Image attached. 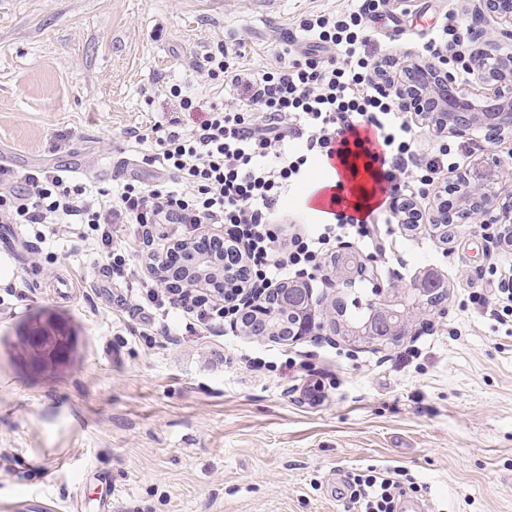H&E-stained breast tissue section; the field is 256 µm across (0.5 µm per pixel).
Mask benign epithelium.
<instances>
[{
  "instance_id": "1",
  "label": "benign epithelium",
  "mask_w": 512,
  "mask_h": 512,
  "mask_svg": "<svg viewBox=\"0 0 512 512\" xmlns=\"http://www.w3.org/2000/svg\"><path fill=\"white\" fill-rule=\"evenodd\" d=\"M473 10L488 16L487 42L498 46L502 41L512 40V0H473ZM479 64L476 80L479 89H467L457 83L454 69L448 66V57L424 61H413L402 66V76L397 80L395 94L407 112L420 116L437 133L465 134L475 128L485 132V137L497 140L512 134V54L501 51L487 57L476 51ZM495 163L477 160L469 169L459 172L454 182L455 197L438 199L436 211L430 223L441 233L466 219H479L494 211L495 179L484 182L475 180V174L489 170ZM398 212L404 214L401 223L413 225L423 220L417 203L406 198L398 204ZM504 222L493 217L491 223L500 224L499 236L512 245V204L507 208ZM192 264L186 278L175 280L162 272L166 258H156V269L161 271L158 281L164 288L179 292L192 285L224 282V263L215 255L197 250L191 253ZM368 268L356 261L340 270L339 283L348 286L358 278L367 276ZM240 317L244 319L242 329L251 336L276 337L292 341L307 336L321 327L312 313L311 288L305 281H291L277 285L262 293V301L254 302V294L242 289ZM288 311L292 321L288 327L273 331L267 326V316L272 310ZM412 324L411 316L385 304L373 306L370 319L351 329L354 336L370 341L388 342L406 334ZM53 338L50 330L40 329L36 335L27 337L32 349L38 354H50L60 358L70 349V344L60 339L54 347L46 349Z\"/></svg>"
}]
</instances>
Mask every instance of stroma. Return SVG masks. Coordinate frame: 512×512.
<instances>
[{
  "instance_id": "obj_1",
  "label": "stroma",
  "mask_w": 512,
  "mask_h": 512,
  "mask_svg": "<svg viewBox=\"0 0 512 512\" xmlns=\"http://www.w3.org/2000/svg\"><path fill=\"white\" fill-rule=\"evenodd\" d=\"M351 0H0V204L21 175L80 166L71 181L111 190L121 162L145 184L152 147L131 139L171 113V86L211 94L196 63L217 44L243 45V66L269 64L284 33ZM486 46L467 0H389L376 53L402 63L445 18ZM422 145L490 154L501 200L512 198V137L438 135ZM131 276L75 228L1 224L0 512H343V480L370 465L402 467L425 512H512V321L474 305L512 277L495 224L469 220L440 237L429 221L383 225L385 253L338 242L368 277L336 288L331 262L308 275L316 319L343 298L339 329L295 342L246 336L232 315L170 339L145 340L135 312L150 256L184 227L135 225ZM434 272L437 306L415 284ZM387 304L416 316L387 343L350 335L355 314ZM63 324L69 354L35 362L33 329Z\"/></svg>"
}]
</instances>
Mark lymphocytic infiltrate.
Listing matches in <instances>:
<instances>
[{"mask_svg": "<svg viewBox=\"0 0 512 512\" xmlns=\"http://www.w3.org/2000/svg\"><path fill=\"white\" fill-rule=\"evenodd\" d=\"M386 3L355 0L340 16L302 20L303 51L293 50L299 37H283L273 63L254 72L241 70L227 49L205 53L200 72L231 92L233 103H208L174 89L182 111L201 110L205 116L187 130L179 115H170L142 134L153 146L143 163L166 173V180L151 185L131 180L116 195H90L60 174L32 171L6 221L78 225L81 239L109 248L119 276L125 272L130 225L220 224L223 236H199L198 248L219 257L225 245L242 244L243 276L254 288L285 280L297 269L318 268L324 249L340 238L378 245L379 225L396 219L394 200L425 195L463 159L443 146L423 155L417 125L379 77L385 64L370 48L366 23L378 20ZM424 49L434 57L455 56L460 82L471 81L466 40L456 27L436 29ZM356 149L375 165L381 204L358 203L353 212L329 213L308 232L289 234L280 222L288 188L304 179L312 163L346 160ZM236 301L233 288L196 289L175 314H162L159 325L171 332L173 321H185L190 313L220 320ZM402 475V469L374 465L349 473L346 512H396Z\"/></svg>", "mask_w": 512, "mask_h": 512, "instance_id": "1", "label": "lymphocytic infiltrate"}]
</instances>
